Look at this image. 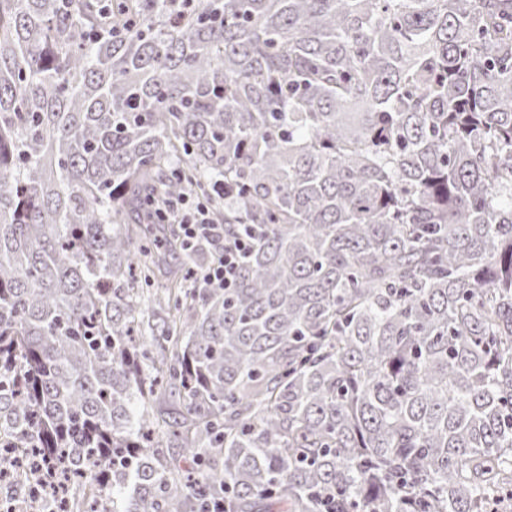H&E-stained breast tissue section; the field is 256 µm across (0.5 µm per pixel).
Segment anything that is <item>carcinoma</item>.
I'll list each match as a JSON object with an SVG mask.
<instances>
[{"label": "carcinoma", "mask_w": 512, "mask_h": 512, "mask_svg": "<svg viewBox=\"0 0 512 512\" xmlns=\"http://www.w3.org/2000/svg\"><path fill=\"white\" fill-rule=\"evenodd\" d=\"M102 3L0 0V488L497 512L512 0ZM185 193L254 228L234 287L166 262Z\"/></svg>", "instance_id": "1"}]
</instances>
